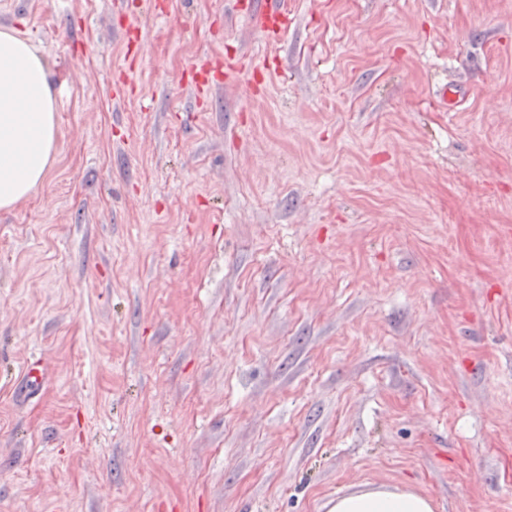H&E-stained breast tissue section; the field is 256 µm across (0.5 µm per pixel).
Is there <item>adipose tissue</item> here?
<instances>
[{
    "instance_id": "adipose-tissue-1",
    "label": "adipose tissue",
    "mask_w": 512,
    "mask_h": 512,
    "mask_svg": "<svg viewBox=\"0 0 512 512\" xmlns=\"http://www.w3.org/2000/svg\"><path fill=\"white\" fill-rule=\"evenodd\" d=\"M58 125L44 56L12 30H0V209L26 199L46 177ZM329 512H434L408 490H366L331 501Z\"/></svg>"
}]
</instances>
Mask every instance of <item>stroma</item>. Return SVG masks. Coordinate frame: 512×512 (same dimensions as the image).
Masks as SVG:
<instances>
[{
	"instance_id": "1",
	"label": "stroma",
	"mask_w": 512,
	"mask_h": 512,
	"mask_svg": "<svg viewBox=\"0 0 512 512\" xmlns=\"http://www.w3.org/2000/svg\"><path fill=\"white\" fill-rule=\"evenodd\" d=\"M115 2L0 0L58 113L0 209V512H512V0H287L276 44L123 0L136 67ZM240 53L263 94L199 103ZM215 59L195 60L188 68V81L196 89L204 91L213 85L222 82L219 70L214 67ZM213 71V74H211ZM329 512H434L431 500L408 490H366L331 501Z\"/></svg>"
}]
</instances>
